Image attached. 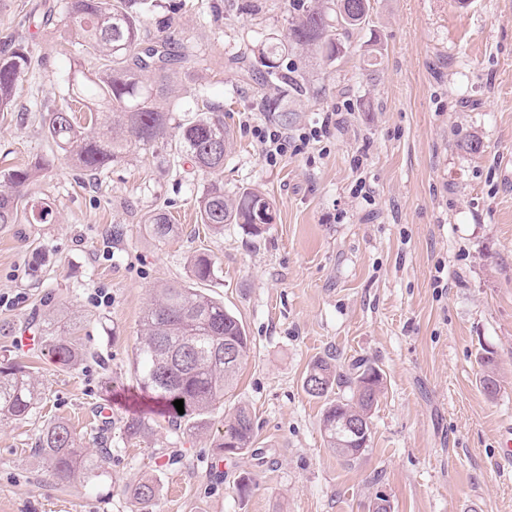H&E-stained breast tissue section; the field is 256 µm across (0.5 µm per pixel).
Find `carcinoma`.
Masks as SVG:
<instances>
[{"label": "carcinoma", "instance_id": "cac0c4a2", "mask_svg": "<svg viewBox=\"0 0 512 512\" xmlns=\"http://www.w3.org/2000/svg\"><path fill=\"white\" fill-rule=\"evenodd\" d=\"M370 0H321L306 6L288 23L283 38L270 37L251 49L247 75L264 92L261 110L288 111V94L301 95L307 86L285 60L288 52L302 47L315 50L333 63L356 31L369 26ZM156 0H66L65 26L75 33L82 51L99 60L98 70L87 74L76 64L66 81V93L48 109L47 130L57 148L79 169L98 173L133 148L147 147L159 140L177 139L179 150L187 153L197 167L215 171L224 168L232 147V135L224 124V106L201 100L194 116L172 124L170 113L158 99L172 92L171 74L179 55L173 42L153 36L146 23ZM28 47L19 43L0 52V111L15 96L19 80L32 69ZM51 160L34 161L0 175V225L19 220L24 212L28 224H48L53 217L50 204L28 195V187L38 181ZM199 219L212 233H224V225L239 224L251 234L259 225L275 220L273 203L264 194L243 189L232 196L224 185L210 184L197 199ZM146 224L152 236L167 240L179 233L163 212L149 215ZM192 280L208 282L216 277L215 261L205 253L190 262ZM60 306L44 316L41 346L59 364L77 366L88 356L73 336L58 333L55 322ZM250 350L243 324L224 303L200 288L180 283L163 284L155 289L140 324L134 358L135 380L161 405V416L184 432L199 434L208 430L224 396L235 384L240 366ZM485 371L483 390L497 394L500 386L494 367V352L486 349L481 357ZM383 376L379 368L354 364L343 372L325 358L317 359L307 371L306 393L326 402L322 433L336 455L351 460L368 448L372 435L371 412L377 399L365 392L380 393ZM348 398H336L340 389ZM184 400V413L174 401ZM44 400V392L31 373L16 363L0 364V424L22 422ZM364 418V431L357 436L341 428L348 417ZM148 419L133 417L123 429L128 439L145 434ZM255 421L246 408L236 410L225 424L217 448L226 454H241L252 447ZM35 452L56 480L62 484L77 479L97 482L109 474L112 451L105 448L88 452L82 439L59 418L50 420L35 440ZM124 492L139 504L156 497L151 481H134Z\"/></svg>", "mask_w": 512, "mask_h": 512}]
</instances>
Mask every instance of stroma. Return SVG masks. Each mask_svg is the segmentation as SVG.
Listing matches in <instances>:
<instances>
[{
  "mask_svg": "<svg viewBox=\"0 0 512 512\" xmlns=\"http://www.w3.org/2000/svg\"><path fill=\"white\" fill-rule=\"evenodd\" d=\"M65 0H0V49L21 41L42 66L0 112V172L46 156L31 186L51 204L49 224L0 227V361L31 366L45 406L0 424V512H512V471L496 466L512 426V0H372L371 27L324 64L289 55L308 92L287 118L261 112L258 87L236 56L283 36L293 0H158L152 35L168 29L183 51L175 119L205 98L230 105L234 146L215 172L197 169L171 141L135 149L101 173L53 152L41 116L74 64L95 71L63 23ZM339 112L341 127L296 150L299 134ZM287 132L276 165L256 128ZM474 138L469 152L460 140ZM256 188L274 223L252 236L228 224L215 235L197 217L204 187ZM164 212L180 231L145 228ZM213 255L206 293L242 321L251 350L235 388L200 434L153 424L127 440L128 418L154 402L133 376L140 320L152 288L189 279V260ZM63 302L89 355L68 369L27 345L46 302ZM491 349L500 391L485 395L480 357ZM340 368L373 362L384 388L368 448L346 462L321 431L324 403L303 380L319 358ZM248 408L256 437L246 453L217 448L224 418ZM61 418L112 450L103 486L62 485L34 455L44 424ZM250 476L247 494L238 482ZM147 479L144 506L123 493Z\"/></svg>",
  "mask_w": 512,
  "mask_h": 512,
  "instance_id": "stroma-1",
  "label": "stroma"
}]
</instances>
